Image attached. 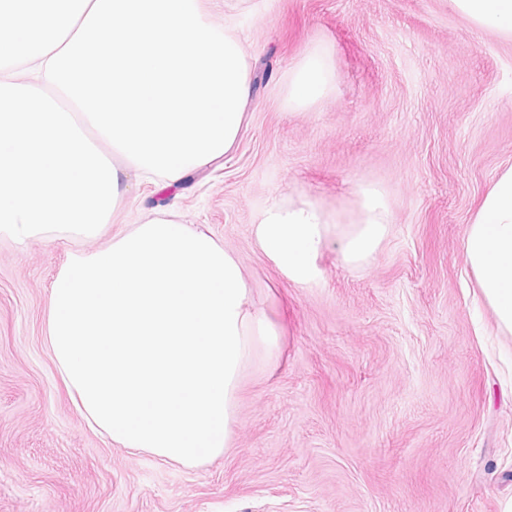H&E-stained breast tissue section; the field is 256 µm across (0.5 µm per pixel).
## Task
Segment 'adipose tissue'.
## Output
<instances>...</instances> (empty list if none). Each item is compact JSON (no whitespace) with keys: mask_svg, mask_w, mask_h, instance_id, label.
Returning <instances> with one entry per match:
<instances>
[{"mask_svg":"<svg viewBox=\"0 0 512 512\" xmlns=\"http://www.w3.org/2000/svg\"><path fill=\"white\" fill-rule=\"evenodd\" d=\"M451 7L480 31L512 39V0H449ZM334 88L327 50L315 47L288 73L289 110L312 107ZM358 207L353 219L302 198L274 197L259 214L255 237L259 249L296 283L318 275L316 259L325 245L336 247L350 268L374 264L390 230L385 192L376 185L355 186ZM477 285L498 325L512 334V168L503 172L484 197L464 242Z\"/></svg>","mask_w":512,"mask_h":512,"instance_id":"1","label":"adipose tissue"}]
</instances>
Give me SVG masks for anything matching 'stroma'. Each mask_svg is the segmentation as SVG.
I'll list each match as a JSON object with an SVG mask.
<instances>
[{"label":"stroma","mask_w":512,"mask_h":512,"mask_svg":"<svg viewBox=\"0 0 512 512\" xmlns=\"http://www.w3.org/2000/svg\"><path fill=\"white\" fill-rule=\"evenodd\" d=\"M252 96L224 158L173 185L132 183L105 237L160 211L239 261L281 332L255 356L224 454L193 468L91 430L45 344L49 295L100 240L0 238V512H503L512 500V334L463 240L512 168V40L448 0H233ZM333 91L285 105L314 46ZM381 186L390 233L368 268L333 246L301 286L258 248L276 194L351 213Z\"/></svg>","instance_id":"1"}]
</instances>
